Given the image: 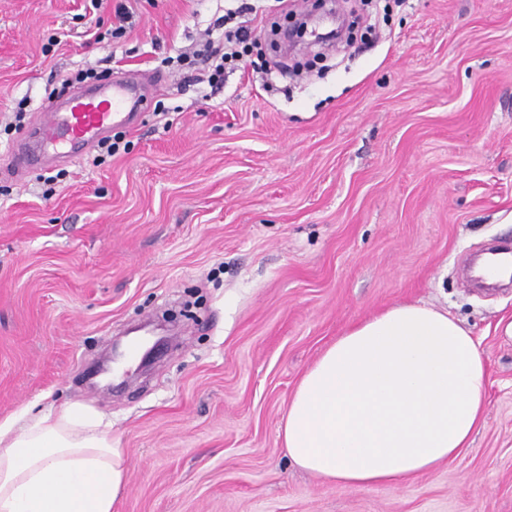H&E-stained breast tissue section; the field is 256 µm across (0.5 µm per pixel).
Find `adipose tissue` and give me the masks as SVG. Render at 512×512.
Returning <instances> with one entry per match:
<instances>
[{"label":"adipose tissue","mask_w":512,"mask_h":512,"mask_svg":"<svg viewBox=\"0 0 512 512\" xmlns=\"http://www.w3.org/2000/svg\"><path fill=\"white\" fill-rule=\"evenodd\" d=\"M486 386L469 328L430 306L394 305L350 326L305 373L284 446L329 483L400 482L469 445ZM125 481L110 423L83 405L0 423V512H113Z\"/></svg>","instance_id":"obj_1"}]
</instances>
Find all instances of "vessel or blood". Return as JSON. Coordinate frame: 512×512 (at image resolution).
Returning a JSON list of instances; mask_svg holds the SVG:
<instances>
[{
  "label": "vessel or blood",
  "mask_w": 512,
  "mask_h": 512,
  "mask_svg": "<svg viewBox=\"0 0 512 512\" xmlns=\"http://www.w3.org/2000/svg\"><path fill=\"white\" fill-rule=\"evenodd\" d=\"M150 93L143 83H102L47 102L12 152L16 174L57 158L77 159L116 126L135 127L138 110Z\"/></svg>",
  "instance_id": "vessel-or-blood-1"
}]
</instances>
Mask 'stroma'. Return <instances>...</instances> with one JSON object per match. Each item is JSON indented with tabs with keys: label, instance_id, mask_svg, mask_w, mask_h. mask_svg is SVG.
<instances>
[{
	"label": "stroma",
	"instance_id": "1",
	"mask_svg": "<svg viewBox=\"0 0 512 512\" xmlns=\"http://www.w3.org/2000/svg\"><path fill=\"white\" fill-rule=\"evenodd\" d=\"M89 2L0 0V422L102 414L127 468L113 512H512V287L461 274L512 243V0H376L378 37L303 39L311 71L270 88L170 62L222 41L236 0ZM89 70L151 85L122 151L8 176L17 109L34 122ZM177 299L195 315L167 356L96 384ZM403 303L472 330L483 420L431 473L329 484L289 461L288 404L347 327Z\"/></svg>",
	"mask_w": 512,
	"mask_h": 512
}]
</instances>
